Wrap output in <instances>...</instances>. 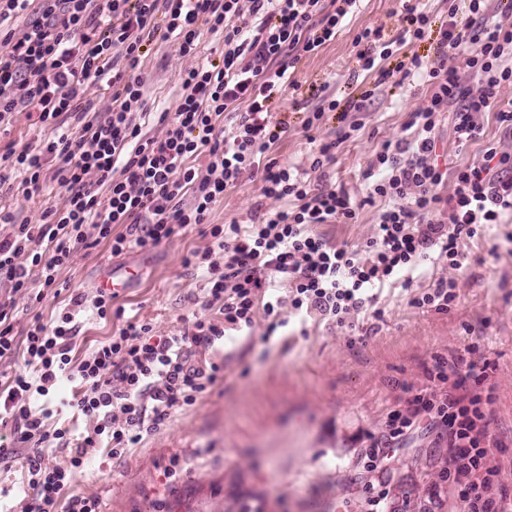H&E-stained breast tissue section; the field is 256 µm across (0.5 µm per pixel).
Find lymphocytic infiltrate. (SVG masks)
Returning a JSON list of instances; mask_svg holds the SVG:
<instances>
[{
    "label": "lymphocytic infiltrate",
    "mask_w": 512,
    "mask_h": 512,
    "mask_svg": "<svg viewBox=\"0 0 512 512\" xmlns=\"http://www.w3.org/2000/svg\"><path fill=\"white\" fill-rule=\"evenodd\" d=\"M357 2L0 0V126L25 112L58 130L1 150L0 187L17 176L27 195L51 182L65 192L63 205H47L35 224L0 209V360L24 361L23 370L0 371V466L18 462L25 472L23 496L9 512H101L99 499L69 492L89 449L121 460L143 434L194 404L220 373L197 361V347L252 327L260 312L272 328L287 326L285 307L290 317L344 326L385 284L411 287L425 261L460 269L478 230L512 212V155L489 145L479 164L451 173L440 164L435 137L447 111L461 144L479 139L488 113L512 130V109L498 107L500 92L512 88V25L496 21L495 0H469L466 22L452 9L435 32L421 0H403L399 43L436 38L435 56L414 52L389 70L379 65L392 54L381 28H363L354 39L376 86L397 75L427 88L411 136L384 142L367 171L369 198L388 205L362 247L331 245L313 233L317 224L352 223L361 204L342 187L311 188L297 167L271 158L288 121L273 119L269 102L290 85L303 55L334 39ZM30 8L34 19L15 31L12 18ZM205 32L223 35L221 62H196ZM159 38L192 63L175 110L152 115L140 70ZM91 87L104 91L105 104L88 96ZM229 112L231 125L217 129ZM149 118L163 126L162 136L145 137ZM201 156L208 160L202 171L194 166ZM257 173L272 207L256 206L246 226H211L223 262L208 249L183 259L204 276L205 312L184 319L179 333L159 334L129 317L107 341L77 355L85 314L112 312V294L101 291L89 303L72 296L52 323L34 319L17 338L19 299L61 294L60 273L78 249L105 241L120 256L157 247L205 223L218 198ZM448 175L455 188L444 197L436 188ZM212 309L218 318L209 317ZM476 351L466 349L472 389L447 399L417 393L411 410L390 413L362 466L383 470L394 443L425 421L448 435L442 478L454 485L463 512H512V500L498 490L486 421L496 364ZM66 382L80 387L77 407L93 421L78 436L46 429L53 406L68 404L60 394ZM56 452L67 455V466L53 462Z\"/></svg>",
    "instance_id": "obj_1"
}]
</instances>
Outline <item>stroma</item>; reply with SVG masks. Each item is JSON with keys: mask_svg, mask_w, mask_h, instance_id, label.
<instances>
[{"mask_svg": "<svg viewBox=\"0 0 512 512\" xmlns=\"http://www.w3.org/2000/svg\"><path fill=\"white\" fill-rule=\"evenodd\" d=\"M401 9V0H361L333 41L297 63L296 87L273 99L271 110L287 116L288 131L269 154L307 169L312 185L342 186L362 200L376 150L403 136L422 104L425 86L409 80L385 84L359 113L360 129L340 143L325 173L310 171L316 142L336 138L339 123L332 116L307 131L304 113L322 97L343 106L371 87L354 38L365 27L397 38ZM185 65L173 43H152L142 70L148 111L174 107ZM439 135L452 169L478 161L489 144L512 154V131L490 116L480 139L467 145L455 140L452 113L443 114ZM262 188L260 176L244 177L213 203L206 223L156 248L118 257L104 242L78 250L60 275L64 293L46 297L32 311L19 301L17 330L27 329L36 313L53 321L70 295L94 297L103 275L121 276L131 267L140 275L113 307L160 333L177 331L182 318L200 312L203 297L199 279L183 267L184 255L209 249L213 260L223 261L208 226L251 223ZM381 208L365 204L355 223L319 224L314 231L333 244L362 246ZM433 274L457 281L448 312L413 305L428 287L421 279L409 289H385L375 308L360 312L350 327L313 317L271 334L260 313L251 329L227 331L199 353L203 362L220 366L216 384L144 435L123 460L93 453L71 493L99 498L102 512H360L366 484L377 479L390 491L387 512H459L454 488L440 477L448 466V441L436 429L421 427L400 442L380 476L360 471L358 461L384 431L391 411L408 409L420 391L445 396L461 386V358L476 342L480 355L497 366L490 432L499 448L493 463L500 489L512 497V213L475 239L461 269L438 266ZM441 370L446 380L438 379Z\"/></svg>", "mask_w": 512, "mask_h": 512, "instance_id": "obj_1", "label": "stroma"}]
</instances>
